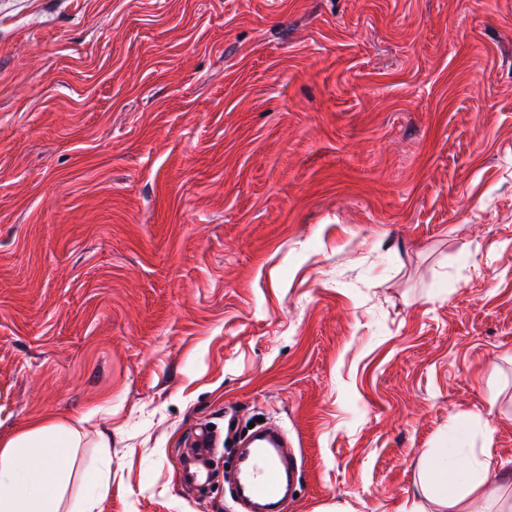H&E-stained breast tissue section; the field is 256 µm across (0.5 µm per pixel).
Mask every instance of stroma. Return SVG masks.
Here are the masks:
<instances>
[{"instance_id": "1", "label": "stroma", "mask_w": 512, "mask_h": 512, "mask_svg": "<svg viewBox=\"0 0 512 512\" xmlns=\"http://www.w3.org/2000/svg\"><path fill=\"white\" fill-rule=\"evenodd\" d=\"M61 512H238L198 430L281 422L288 512H445L512 461V0H0V436ZM108 450H101L100 440ZM78 430L50 420L0 437V512H60L61 499L46 492L66 487L79 448ZM191 450L199 460V464L188 467L184 472V479L188 482H196L203 477L206 471L202 462L206 460L216 448V440L209 430H201L191 440ZM487 448L480 458L472 448H462L460 438L449 435L435 454L425 476L420 482L424 496H432L448 508V512L472 511L473 501L481 499L491 504L499 503L498 492L503 485L512 487L511 468L494 472L488 461ZM497 486L490 489V485Z\"/></svg>"}]
</instances>
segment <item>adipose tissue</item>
Listing matches in <instances>:
<instances>
[{
    "label": "adipose tissue",
    "mask_w": 512,
    "mask_h": 512,
    "mask_svg": "<svg viewBox=\"0 0 512 512\" xmlns=\"http://www.w3.org/2000/svg\"><path fill=\"white\" fill-rule=\"evenodd\" d=\"M79 439L78 430L50 420L0 437V512H60V498L48 490L68 485ZM503 485L512 487V472L492 471L487 458L452 435L436 449L420 491L448 512H471L475 500L497 503Z\"/></svg>",
    "instance_id": "adipose-tissue-1"
}]
</instances>
